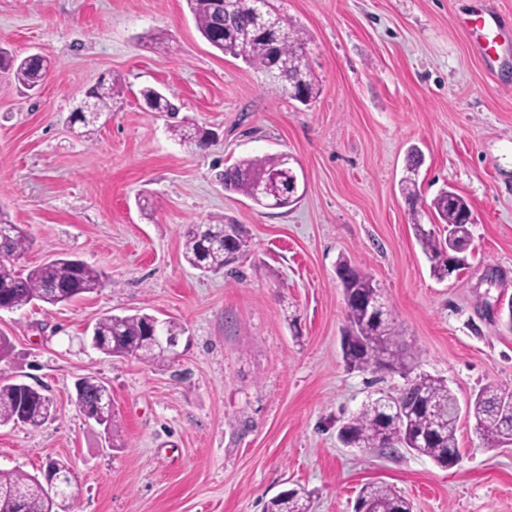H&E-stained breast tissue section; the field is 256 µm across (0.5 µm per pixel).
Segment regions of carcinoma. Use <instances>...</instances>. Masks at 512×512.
<instances>
[{
    "mask_svg": "<svg viewBox=\"0 0 512 512\" xmlns=\"http://www.w3.org/2000/svg\"><path fill=\"white\" fill-rule=\"evenodd\" d=\"M187 4L199 33L213 49L268 74L275 92L292 100L299 99L306 104L317 96L303 29L284 18L272 0H234V19L230 24L224 21L218 0H187ZM3 63L24 88L31 90L38 85L41 79L38 63L15 56L7 61L0 52V65ZM122 93L123 87L115 78L93 89L96 103L103 112L111 111ZM140 95L143 104L153 112H164L169 118L179 112V108L155 88L147 87ZM170 131L199 151L209 148L203 128L174 124ZM420 157L418 150H411L407 173L400 179V190L415 215L422 211L417 180ZM290 168L282 154L248 156L224 167L221 177L224 190L240 194L258 206L266 196L259 194L257 188L264 186L268 193L280 195L287 207L297 203L296 195L290 193ZM469 209L461 195L443 190L431 204L434 224L413 222L414 234L429 262L430 274L439 280L448 277V262L443 253L463 252L471 245V224L466 221ZM2 224L10 227V233L0 238V295L6 296L10 311L21 310L36 301L51 306L69 303L112 285L104 272L78 259L58 258L26 273L19 271L14 262L33 247L34 240L0 209ZM182 237L184 258L199 270H221L231 263V255L242 254L248 248L243 226L221 219L213 224H186ZM338 276L348 321L342 340L347 365L361 371L407 373L412 348L393 310L375 317L361 301L379 292L378 285L357 264L346 259L339 262ZM155 328L171 336L179 333L175 322L169 320L160 326L147 313L106 315L94 325L93 345L108 357L161 363L169 356L153 343L151 333ZM105 392V385L84 377L78 384L76 404L82 410L94 409L102 403ZM393 401L404 409L403 418H390L386 401L380 396H370L357 412L342 422L337 437L352 448L382 453H394L402 446L444 468L459 457L457 431L463 413L474 418L485 445L494 447L512 438L510 388L486 386L462 406L444 380L421 374L410 380ZM53 412L52 399L44 393L36 395L31 385L8 380L0 382V425L22 419L38 427ZM0 490L22 493L19 504L0 499V512H47L41 485L30 474L0 470ZM264 512H309L308 494L302 489L281 492L266 503ZM357 512H413V506L390 486L370 482L358 495Z\"/></svg>",
    "mask_w": 512,
    "mask_h": 512,
    "instance_id": "1",
    "label": "carcinoma"
}]
</instances>
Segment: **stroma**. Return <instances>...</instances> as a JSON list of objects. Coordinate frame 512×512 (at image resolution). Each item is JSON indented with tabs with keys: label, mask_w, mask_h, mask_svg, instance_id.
Wrapping results in <instances>:
<instances>
[{
	"label": "stroma",
	"mask_w": 512,
	"mask_h": 512,
	"mask_svg": "<svg viewBox=\"0 0 512 512\" xmlns=\"http://www.w3.org/2000/svg\"><path fill=\"white\" fill-rule=\"evenodd\" d=\"M307 32L319 93L275 94L262 71L213 50L186 0H0V46L41 54L50 73L24 89L0 72V207L34 238L27 270L77 258L110 287L70 303L0 312L11 344L0 378L45 389L41 427L0 426V469L73 474L71 512H263L305 488L311 512H353L382 482L414 512H512V447H485L461 418V458L444 469L406 449L363 453L337 429L396 373L347 368L340 258L382 290L413 344V374L460 401L512 388V330L494 309L512 295V0H275ZM503 32L484 55L477 6ZM120 77L115 112L89 129L67 115L101 79ZM175 99L181 123L211 130L206 152L174 139L140 92ZM423 155L426 200L446 187L474 222L467 267L436 280L398 182ZM291 155L300 201L255 206L219 173L244 156ZM243 225L249 249L208 273L183 257L181 227ZM142 311L183 331L176 358H108L90 331L104 313ZM93 376L112 394L120 443L75 404Z\"/></svg>",
	"instance_id": "obj_1"
}]
</instances>
